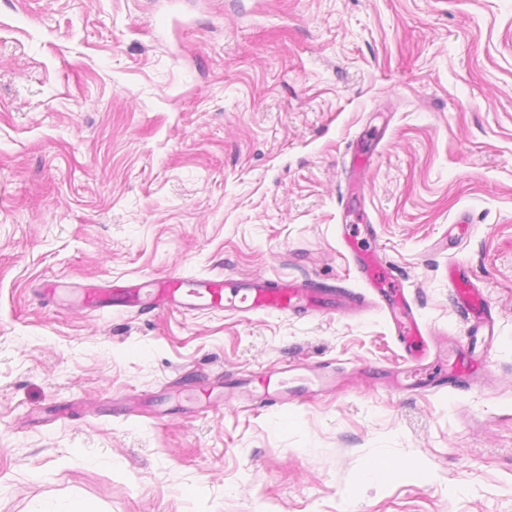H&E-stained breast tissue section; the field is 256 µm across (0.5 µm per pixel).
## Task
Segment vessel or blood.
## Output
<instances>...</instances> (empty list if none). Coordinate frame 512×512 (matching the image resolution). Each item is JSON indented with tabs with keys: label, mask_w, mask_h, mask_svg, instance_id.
Listing matches in <instances>:
<instances>
[{
	"label": "vessel or blood",
	"mask_w": 512,
	"mask_h": 512,
	"mask_svg": "<svg viewBox=\"0 0 512 512\" xmlns=\"http://www.w3.org/2000/svg\"><path fill=\"white\" fill-rule=\"evenodd\" d=\"M352 257L357 271L373 290L372 305L389 315L394 333L404 345L405 375L410 388L423 389L434 381L448 385L452 390L466 387L476 374L478 361L473 358L448 361L438 379L430 380L427 374L430 363L425 339L427 330L415 315L410 300L403 290L380 279L374 252L356 247L352 250ZM448 285L457 303L467 315L472 316L473 335L483 337L488 342L493 341L495 323L492 309L483 293L473 288L455 267L448 270ZM72 297L75 303L89 310L112 308L140 314L154 310L182 314L285 313L296 307L324 314L335 312L346 300L345 295L335 288L307 279L239 280L221 275L196 278L169 275L115 281L103 286L77 289ZM259 382L263 389L261 404L287 405L290 392L287 381L275 383L263 376Z\"/></svg>",
	"instance_id": "obj_1"
}]
</instances>
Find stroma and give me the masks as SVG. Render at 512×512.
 Returning <instances> with one entry per match:
<instances>
[{
  "instance_id": "1",
  "label": "stroma",
  "mask_w": 512,
  "mask_h": 512,
  "mask_svg": "<svg viewBox=\"0 0 512 512\" xmlns=\"http://www.w3.org/2000/svg\"><path fill=\"white\" fill-rule=\"evenodd\" d=\"M346 223L441 354L468 343L449 264L484 289L477 384L401 388L376 309L136 316L44 291L175 274L358 293ZM291 362L335 389L255 407L240 380ZM383 457L405 475L367 478ZM73 498L512 512V0H0V512Z\"/></svg>"
}]
</instances>
